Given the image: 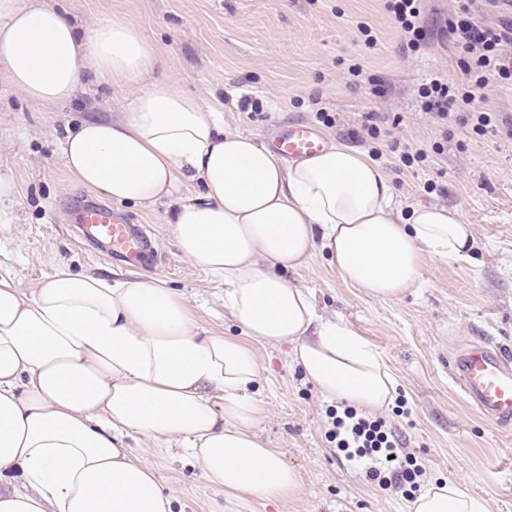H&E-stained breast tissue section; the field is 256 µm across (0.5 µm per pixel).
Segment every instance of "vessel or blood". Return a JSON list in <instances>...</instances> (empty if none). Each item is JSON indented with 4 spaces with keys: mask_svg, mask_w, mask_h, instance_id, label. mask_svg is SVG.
I'll list each match as a JSON object with an SVG mask.
<instances>
[{
    "mask_svg": "<svg viewBox=\"0 0 512 512\" xmlns=\"http://www.w3.org/2000/svg\"><path fill=\"white\" fill-rule=\"evenodd\" d=\"M269 145L291 159L319 153L325 141L315 128L295 123L273 130ZM81 238L101 252L139 270L154 257L151 237L111 206L88 202L81 208ZM453 369L467 399L490 422L512 424V359L489 344H473L460 352Z\"/></svg>",
    "mask_w": 512,
    "mask_h": 512,
    "instance_id": "1",
    "label": "vessel or blood"
}]
</instances>
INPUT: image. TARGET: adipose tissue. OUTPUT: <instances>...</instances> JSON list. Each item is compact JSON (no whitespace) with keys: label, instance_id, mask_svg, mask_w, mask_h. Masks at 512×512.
Returning a JSON list of instances; mask_svg holds the SVG:
<instances>
[{"label":"adipose tissue","instance_id":"obj_1","mask_svg":"<svg viewBox=\"0 0 512 512\" xmlns=\"http://www.w3.org/2000/svg\"><path fill=\"white\" fill-rule=\"evenodd\" d=\"M134 21L77 28L41 0H0V75L35 104L74 99L86 81L131 87L119 118L60 142L82 186L133 204L175 198L183 259L224 283L236 338L198 328L185 297L157 279L62 270L30 287L0 275V512H175L154 466L131 450L182 449L225 512L294 496L297 472L255 432L264 371L244 337L290 345L323 399L370 413L397 381L342 318L320 313L287 272L326 256L351 287L397 300L427 260L472 262L458 211L398 206L391 177L338 142L301 160L226 128L224 109L170 79ZM195 186L179 199L181 186ZM20 472L22 488L7 477ZM409 512H490L461 483L425 482Z\"/></svg>","mask_w":512,"mask_h":512}]
</instances>
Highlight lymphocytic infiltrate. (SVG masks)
<instances>
[{"label":"lymphocytic infiltrate","mask_w":512,"mask_h":512,"mask_svg":"<svg viewBox=\"0 0 512 512\" xmlns=\"http://www.w3.org/2000/svg\"><path fill=\"white\" fill-rule=\"evenodd\" d=\"M492 2L508 7L509 12L489 24L477 19L475 0H456L440 32L458 50L467 81L459 85L437 74L420 84L418 97L422 111L440 126L453 123L473 137L500 134L512 140V117L470 108L476 94L489 85L512 87V0ZM385 8L402 33L406 48L419 51L431 36L421 22L422 0H386ZM338 445L356 449L358 456L367 458L369 472L379 477L381 487L402 490L415 486L419 469L407 464L390 468V457L399 442L394 432L384 430L382 422L357 420L346 427Z\"/></svg>","instance_id":"lymphocytic-infiltrate-1"}]
</instances>
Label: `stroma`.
<instances>
[{"instance_id":"stroma-1","label":"stroma","mask_w":512,"mask_h":512,"mask_svg":"<svg viewBox=\"0 0 512 512\" xmlns=\"http://www.w3.org/2000/svg\"><path fill=\"white\" fill-rule=\"evenodd\" d=\"M80 28L112 16L138 23L157 46L153 78L175 80L186 92L224 103L228 129L266 143L270 127L318 125L325 140L378 151L402 209L418 203L456 208L473 225L472 263L427 261L418 285L400 299L371 297L349 287L324 257L289 273L314 291L319 309L341 316L378 352L399 382L390 411L381 416L403 439L399 456L415 457L424 478L464 482L489 500L491 512H512V427L485 419L453 377V358L488 342L512 350V140L441 132L421 112L417 89L434 74L461 82L459 54L434 37L418 54L404 40L384 0H43ZM377 39L367 47L360 26ZM363 72L352 77L348 69ZM126 93L89 86L67 103L37 106L0 77V172L14 182L0 200V273L35 283L65 268L113 280L127 268L79 236L75 206L99 194L74 181L58 142L67 129L92 118L114 119ZM326 112L331 124L317 122ZM383 130H363L368 117ZM400 124H393V117ZM440 142L441 153L404 166L400 152ZM174 202L145 208L119 205L132 223L153 232L154 261L147 274L187 299L203 329L241 336L224 308V285L179 254L170 224ZM252 348L265 366L258 434L301 477L294 497L265 512H408L409 500L381 489L338 447L336 422L344 403L323 401L289 346ZM165 486L192 512H221L224 495L181 458L144 449Z\"/></svg>"}]
</instances>
